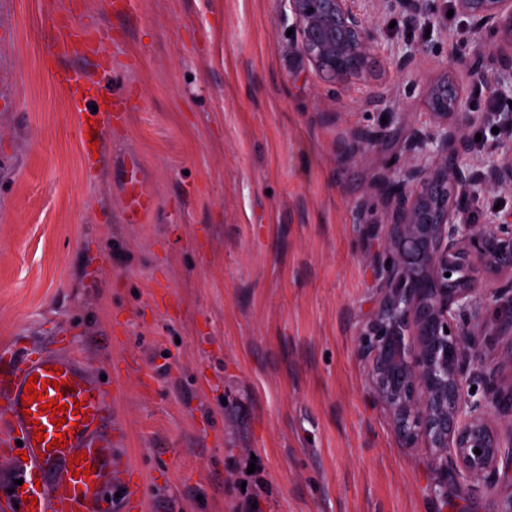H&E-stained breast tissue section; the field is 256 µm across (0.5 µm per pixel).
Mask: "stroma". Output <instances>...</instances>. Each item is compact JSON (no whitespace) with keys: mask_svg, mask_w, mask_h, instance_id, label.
Instances as JSON below:
<instances>
[{"mask_svg":"<svg viewBox=\"0 0 512 512\" xmlns=\"http://www.w3.org/2000/svg\"><path fill=\"white\" fill-rule=\"evenodd\" d=\"M0 0V349L78 359L111 390L112 458L141 484L134 512H501L496 491L445 481L373 402L357 339L376 306L372 167L352 131H385L378 165L429 120L448 47L493 44L440 0L448 41L398 72L334 90L299 54L280 0H86L112 76L138 108L87 170L81 118L51 78V10ZM389 93L370 103L375 87ZM157 205L122 212L129 160ZM447 495H437L440 483Z\"/></svg>","mask_w":512,"mask_h":512,"instance_id":"1","label":"stroma"}]
</instances>
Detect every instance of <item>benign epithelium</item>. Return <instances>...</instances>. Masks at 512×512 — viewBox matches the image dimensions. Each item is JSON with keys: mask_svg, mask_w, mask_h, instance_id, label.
Masks as SVG:
<instances>
[{"mask_svg": "<svg viewBox=\"0 0 512 512\" xmlns=\"http://www.w3.org/2000/svg\"><path fill=\"white\" fill-rule=\"evenodd\" d=\"M293 18L300 50L324 81L343 88L364 78L380 49L378 18L405 17L448 37L438 20V0H281ZM455 9L474 32L494 30L502 40L491 55L500 59L490 80L480 49L450 62L466 70L502 103L512 101V0H455ZM429 49L426 42L394 47L402 73ZM429 123L411 132L406 162L388 168L374 183L388 214L377 273V306L359 333L357 352L369 363L368 384L388 413L405 448L422 442L440 470L459 483L493 488L499 465L512 473V388L484 374L482 395L465 391L473 358L488 336L512 337V211L487 209L477 223L469 199L512 191V111L478 113L468 97L441 83L425 85ZM478 122L499 128L481 154L469 129ZM379 135L354 134L356 146L343 159L375 160ZM477 268L497 277L483 289L471 276ZM450 276H445V273ZM500 315L488 326L484 310ZM480 453H475V449Z\"/></svg>", "mask_w": 512, "mask_h": 512, "instance_id": "obj_1", "label": "benign epithelium"}]
</instances>
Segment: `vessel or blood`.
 <instances>
[{"label":"vessel or blood","instance_id":"obj_1","mask_svg":"<svg viewBox=\"0 0 512 512\" xmlns=\"http://www.w3.org/2000/svg\"><path fill=\"white\" fill-rule=\"evenodd\" d=\"M52 25L60 32L56 54L66 57L83 51L97 55V69L107 60L97 54L100 33L74 26L69 11H53ZM53 78L65 89L77 111L87 109V94L95 86L93 74L57 69ZM97 111L83 123V133L100 142L103 127L125 124L130 110L129 98L113 94L98 99ZM155 200L142 183L140 167H127L123 214L127 223L138 224L153 210ZM45 382L41 397L27 399L24 387L30 376ZM63 381V388L52 387V380ZM61 405L83 404V413L67 415L62 427H55L49 414L40 408L48 402ZM110 403L107 391L88 379L74 362L52 353L9 356L0 359V418L7 433L0 437V459L11 462L10 477L15 486L6 505L10 512H106L102 496L112 488L115 472L108 442ZM42 435H35V426ZM65 433V447L53 446L58 433ZM91 474H84V467Z\"/></svg>","mask_w":512,"mask_h":512}]
</instances>
